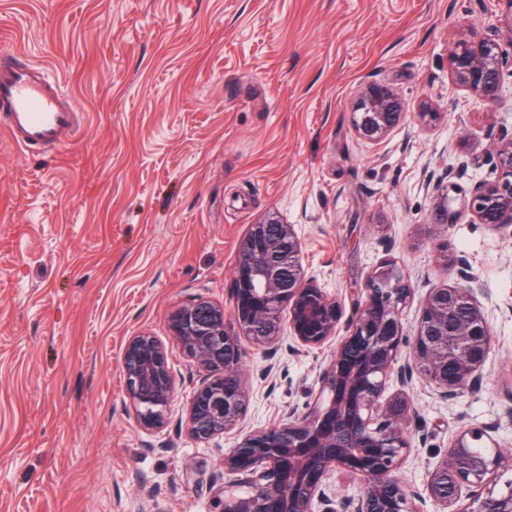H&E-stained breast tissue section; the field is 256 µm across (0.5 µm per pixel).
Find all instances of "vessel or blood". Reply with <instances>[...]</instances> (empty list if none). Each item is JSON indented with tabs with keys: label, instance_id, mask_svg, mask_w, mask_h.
Masks as SVG:
<instances>
[{
	"label": "vessel or blood",
	"instance_id": "1",
	"mask_svg": "<svg viewBox=\"0 0 512 512\" xmlns=\"http://www.w3.org/2000/svg\"><path fill=\"white\" fill-rule=\"evenodd\" d=\"M0 131L26 153L57 151L71 140L78 108L47 67L23 65L17 54L0 56Z\"/></svg>",
	"mask_w": 512,
	"mask_h": 512
}]
</instances>
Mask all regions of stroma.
Returning a JSON list of instances; mask_svg holds the SVG:
<instances>
[{"instance_id":"obj_1","label":"stroma","mask_w":512,"mask_h":512,"mask_svg":"<svg viewBox=\"0 0 512 512\" xmlns=\"http://www.w3.org/2000/svg\"><path fill=\"white\" fill-rule=\"evenodd\" d=\"M496 0H0V50L49 66L84 122L59 151L23 153L0 134V512H214L237 432L194 438L199 377L168 317L206 298L233 305L237 248L277 214L302 265L345 311L392 260L413 298L458 287L466 256L492 332L480 390L445 401L414 376L389 381L415 417L398 478L421 512H444L429 472L464 431L512 454V225L479 223L469 186L501 177L512 67L488 104L459 85L451 53L499 24ZM368 82L393 87L406 123L361 140L352 108ZM432 113L421 121L420 113ZM470 155L453 224L433 227L432 186ZM167 348L168 422L136 421L120 364L130 337ZM329 347L248 348L245 429L313 408Z\"/></svg>"}]
</instances>
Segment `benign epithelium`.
Masks as SVG:
<instances>
[{
    "label": "benign epithelium",
    "mask_w": 512,
    "mask_h": 512,
    "mask_svg": "<svg viewBox=\"0 0 512 512\" xmlns=\"http://www.w3.org/2000/svg\"><path fill=\"white\" fill-rule=\"evenodd\" d=\"M504 27L475 34L452 53L450 69L461 86L493 104L497 101L504 59L500 40L512 44V0H497ZM407 106L390 86L368 82L353 107L357 135L378 143L401 127ZM496 156L508 177L497 183L478 181L469 188L468 207L483 224H512V137L496 144ZM471 157L442 173L446 189L436 198L435 213L448 223L450 198ZM302 243L294 225L274 214L250 226L239 244L233 271L234 306L207 300L185 304L169 318L172 336L201 375L189 406L192 434L200 439L238 428L248 404L241 374L246 345L273 354L288 333L289 348H315L336 342L321 377L327 394L302 416L245 434L224 456V475L231 478L218 497V512H421L393 473L411 450L409 424L415 414L399 395L380 405L392 375L400 382L418 373L434 383L443 399L478 390L483 382L492 333L474 289L431 288L419 311L412 339L403 333L401 311L412 289L385 260L365 280V299L344 318L341 302L304 275ZM288 322H283V314ZM347 336L336 340L340 325ZM407 363L397 366L402 346ZM121 371L139 424L162 428L173 397L168 353L154 336L131 337ZM484 429H470L456 439L430 473L428 493L446 506L458 498L465 481L456 455ZM358 478L356 496L329 495L333 472ZM481 464L471 485L480 488L467 512H512V494L488 482Z\"/></svg>",
    "instance_id": "benign-epithelium-1"
}]
</instances>
